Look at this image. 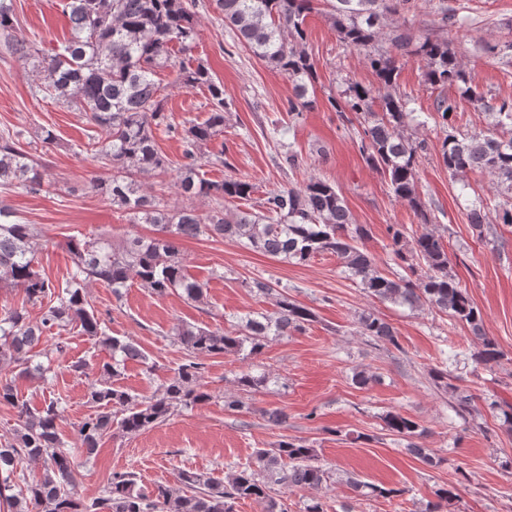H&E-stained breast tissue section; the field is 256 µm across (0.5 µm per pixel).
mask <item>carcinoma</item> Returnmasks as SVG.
Masks as SVG:
<instances>
[{
  "label": "carcinoma",
  "mask_w": 512,
  "mask_h": 512,
  "mask_svg": "<svg viewBox=\"0 0 512 512\" xmlns=\"http://www.w3.org/2000/svg\"><path fill=\"white\" fill-rule=\"evenodd\" d=\"M225 26L239 43L249 48L265 65L285 75L293 84L286 112L297 118L315 104L310 94L316 69L304 49V22L313 10L312 0H215ZM195 0H62V12L70 21V36L58 46L47 48L42 40L14 41L9 31L14 14L7 0H0V35L11 55L36 59L46 82L36 86L33 96L76 103L88 124L106 132L93 157L108 170V177H91L112 206L128 214L134 224L155 227L153 237H133L116 247L105 236L72 238L69 277L55 284L36 269V240L39 231L26 224L0 202V283L23 290L26 302L40 307V316L30 319L26 307L0 308V363L37 373L47 379L50 368L33 364V349L48 336L78 329L112 349V362L98 368L97 379L88 388V399L97 411L79 428L80 449L96 452L103 436L116 429L136 435L166 420L177 407L193 408L211 399L199 384L201 359L214 355L261 353L272 337L302 331L315 321L312 309L275 292L269 280L253 279L244 287L253 292L276 294L274 315L246 314L238 329L229 334L220 329L182 326L175 336L187 351L180 364L151 398L138 400L115 384L118 366L128 360L147 363V357L132 340L109 335L88 300L86 288L102 283L116 299L123 297L129 281L137 280L157 296L177 292L202 303L205 284L191 278L185 269L181 241L201 236L229 239L246 248L287 262L302 263L330 253L336 256L347 278L358 282L367 296L411 309L428 308L445 313L469 327L476 339L469 359L477 364L498 363L502 353L495 340L484 332L483 314L459 280L448 273V250L442 235L426 230L412 236L404 251V227L390 225L396 259L407 264L410 275L381 273L365 246L369 229L352 222L341 191L326 180L312 176L301 187H283L266 193L258 208L238 209L224 214V203L248 201L255 187L245 179L227 176L222 181L204 178L201 167L210 162L206 148L224 133V90L208 67L182 65L176 82L186 88L207 87L211 112L203 123L189 121L178 131L186 162L176 172L174 187L189 200L206 197L214 209L201 215L187 206L167 208L147 194L138 177L168 173L169 162L159 151L155 130L164 119L156 69L170 60L173 48L187 54L196 35ZM392 0H335L330 20L341 42L362 53L375 73L378 86L349 82L331 106L343 121L354 114L360 119L359 151L367 163L386 179L394 197L413 211L421 224L431 223L430 210L418 191V159L428 150L424 138L404 134L411 115L408 101L391 92L398 76V58L411 56L425 62L424 81L431 86L455 87L461 97L482 104L485 96L473 84L448 39L441 35L416 37L396 29L391 49L376 47L381 19L396 11ZM493 110L494 126H512V101H502ZM435 122L446 129L441 143V160L451 177L485 170L496 178L497 197L471 202L469 224L483 235L488 214L498 224H512V136H467L455 128V102L438 98L433 107ZM40 164L26 151L19 135H0V187L22 186L39 190L45 178ZM423 262L416 268L408 255ZM358 332L373 340L399 347L397 333L370 312L358 318ZM436 387L451 393L450 407L461 418L473 411L474 397L450 383L446 369L431 372ZM270 381L242 370L235 376L239 390L250 392ZM17 410L9 435L0 438V498L13 512H234L238 500L250 499L263 505L264 512H288L274 486L289 490H320L332 479L330 471L317 463L312 445L282 437L270 448L256 451L254 460L219 480L206 473L181 472L182 489L158 483L153 489L139 484L134 472H115L104 495L91 503L75 497L71 487L73 450L60 437V401L48 398L37 408L18 400L12 381L0 379V403ZM385 430L406 441L405 449L431 465L430 450L417 443L425 430L414 420L389 411L382 417ZM25 461L41 465V477L18 485L16 474ZM346 484L358 497L390 498L403 489L386 488L345 475ZM424 512H443L455 497L454 488L440 487Z\"/></svg>",
  "instance_id": "cac0c4a2"
}]
</instances>
